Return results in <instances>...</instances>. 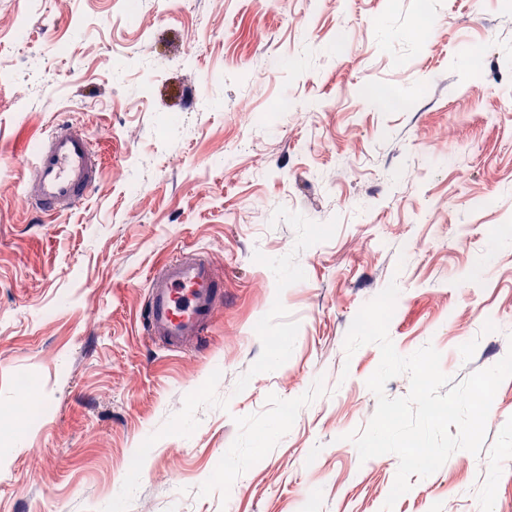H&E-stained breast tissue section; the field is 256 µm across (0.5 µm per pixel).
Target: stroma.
Returning <instances> with one entry per match:
<instances>
[{
	"mask_svg": "<svg viewBox=\"0 0 512 512\" xmlns=\"http://www.w3.org/2000/svg\"><path fill=\"white\" fill-rule=\"evenodd\" d=\"M63 117L106 187L39 217ZM183 252L224 287L203 351L139 327ZM392 281L400 355L512 349V0H0V512H382L397 457L345 439L380 350L344 342ZM410 482L392 512H512V378Z\"/></svg>",
	"mask_w": 512,
	"mask_h": 512,
	"instance_id": "1",
	"label": "stroma"
}]
</instances>
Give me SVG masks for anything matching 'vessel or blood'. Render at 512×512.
<instances>
[{
    "label": "vessel or blood",
    "mask_w": 512,
    "mask_h": 512,
    "mask_svg": "<svg viewBox=\"0 0 512 512\" xmlns=\"http://www.w3.org/2000/svg\"><path fill=\"white\" fill-rule=\"evenodd\" d=\"M104 185V163L91 137L69 122L57 124L32 155L26 195L43 216L71 211ZM223 301L222 283L202 255L179 254L150 274L143 321L158 345L198 346Z\"/></svg>",
    "instance_id": "1"
}]
</instances>
